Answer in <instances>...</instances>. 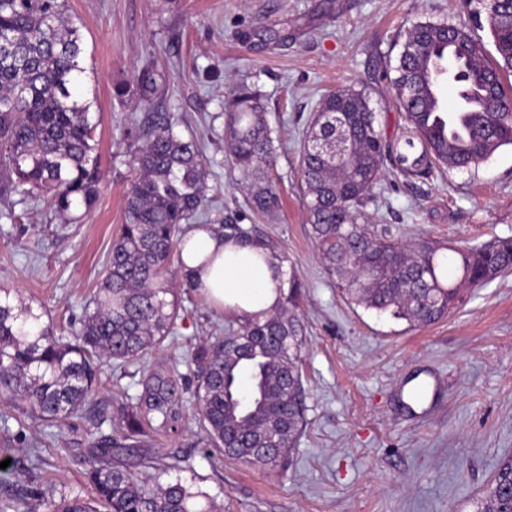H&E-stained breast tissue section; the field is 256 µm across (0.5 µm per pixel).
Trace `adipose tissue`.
Returning <instances> with one entry per match:
<instances>
[{"instance_id": "1", "label": "adipose tissue", "mask_w": 512, "mask_h": 512, "mask_svg": "<svg viewBox=\"0 0 512 512\" xmlns=\"http://www.w3.org/2000/svg\"><path fill=\"white\" fill-rule=\"evenodd\" d=\"M182 270L216 309L256 314L277 305L279 293L268 265L250 246L226 247L221 233L191 228L185 236Z\"/></svg>"}]
</instances>
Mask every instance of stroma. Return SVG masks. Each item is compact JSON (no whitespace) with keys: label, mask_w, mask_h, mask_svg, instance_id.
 I'll use <instances>...</instances> for the list:
<instances>
[{"label":"stroma","mask_w":512,"mask_h":512,"mask_svg":"<svg viewBox=\"0 0 512 512\" xmlns=\"http://www.w3.org/2000/svg\"><path fill=\"white\" fill-rule=\"evenodd\" d=\"M85 72L76 88L99 116L104 174L92 209L66 222L47 200L20 203L19 223L0 218V289L66 333L106 274L137 172L142 109L136 76L153 65L182 134L202 147L213 203L202 221H235L247 181L226 150L225 103L257 91L280 133L274 177L281 206L260 218L288 256L299 284L301 364L308 424L275 467L215 455L195 413L178 431L146 432L115 453V464L159 483L207 493L217 512H476L501 464L512 459V273L466 288L434 324L417 326L351 304L326 272L303 204L301 144L325 94L364 90L386 140L407 122L392 90L400 33L419 20L463 24L491 43L477 0H66ZM368 206L397 240L426 237L474 246L512 237V145L478 166L414 176L389 166ZM174 282L185 308L175 333L141 360L101 368L99 398L110 418L129 413L143 372L175 368L193 396L195 349L224 335V313ZM441 374L444 388L424 421L395 406L401 381ZM108 422L78 413L49 427L0 396V497L25 496L28 512L71 492L91 496L88 450L111 436ZM154 462L144 468L142 459Z\"/></svg>","instance_id":"1"}]
</instances>
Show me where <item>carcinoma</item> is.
<instances>
[{
  "label": "carcinoma",
  "instance_id": "cac0c4a2",
  "mask_svg": "<svg viewBox=\"0 0 512 512\" xmlns=\"http://www.w3.org/2000/svg\"><path fill=\"white\" fill-rule=\"evenodd\" d=\"M496 56L465 27L416 21L401 33L393 81L412 136L392 145L376 124L363 92L326 94L313 114L301 148L304 205L328 272L350 302L411 324L445 317L461 287L486 284L512 272V238L480 246L451 247L428 239L406 244L392 228H368L367 205L386 163L411 175L435 166L468 169L503 145H512V0H484ZM0 199L50 196L52 208L89 210L102 181L91 103L75 89L85 68L81 38L62 0H0ZM458 97L471 93L478 111L472 132L457 140L433 123L432 83L441 63ZM160 75L151 66L137 76L140 103L154 107ZM226 148L248 179L250 210L279 207L272 177L273 130L261 98L238 90L227 104ZM144 144L134 156L131 184L107 273L79 326L67 335L9 297L0 301V390L24 403L49 425L83 410L105 420L96 407L97 369L130 363L160 345L175 329L180 306L168 276L171 257L182 253L190 221L209 206L207 173L192 136L176 131L168 112H147ZM224 240L253 243L279 264L288 258L253 224H219ZM456 255L457 277L448 280L445 252ZM280 305L260 315L236 314L228 335L195 354L199 422L208 444L225 457L254 467L277 464L306 426L299 357L302 326L293 311L294 279ZM132 414L113 424L115 436L91 448L87 480L93 496L79 493L50 501L49 512H214L210 497L181 481L149 484L112 463V451L144 429L170 432L184 415L183 389L169 369L143 375ZM477 512H512V459L504 462Z\"/></svg>",
  "mask_w": 512,
  "mask_h": 512
}]
</instances>
